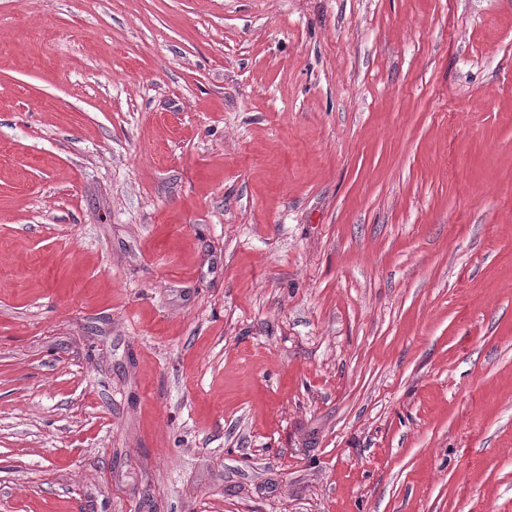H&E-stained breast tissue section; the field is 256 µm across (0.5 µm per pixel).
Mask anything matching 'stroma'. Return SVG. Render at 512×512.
Here are the masks:
<instances>
[{
  "instance_id": "1",
  "label": "stroma",
  "mask_w": 512,
  "mask_h": 512,
  "mask_svg": "<svg viewBox=\"0 0 512 512\" xmlns=\"http://www.w3.org/2000/svg\"><path fill=\"white\" fill-rule=\"evenodd\" d=\"M0 512H512V0H0Z\"/></svg>"
}]
</instances>
